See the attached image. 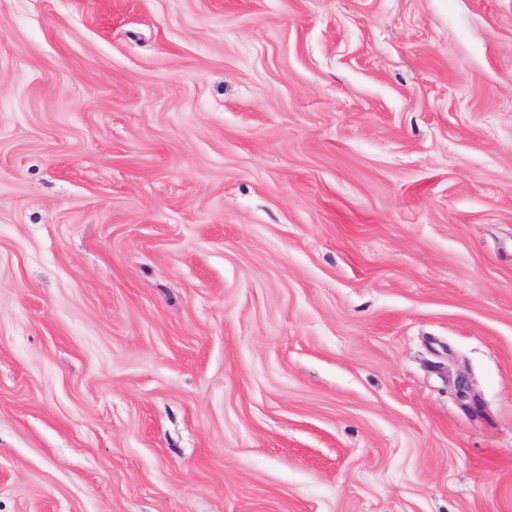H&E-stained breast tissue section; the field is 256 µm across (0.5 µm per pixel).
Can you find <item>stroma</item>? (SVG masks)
<instances>
[{"instance_id":"35a3bbf8","label":"stroma","mask_w":512,"mask_h":512,"mask_svg":"<svg viewBox=\"0 0 512 512\" xmlns=\"http://www.w3.org/2000/svg\"><path fill=\"white\" fill-rule=\"evenodd\" d=\"M0 512H512V0H0Z\"/></svg>"}]
</instances>
